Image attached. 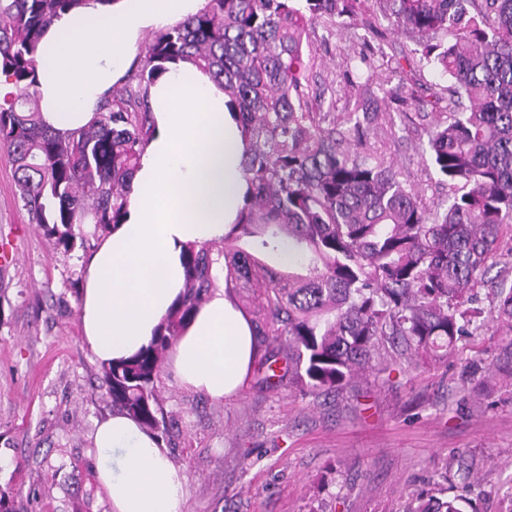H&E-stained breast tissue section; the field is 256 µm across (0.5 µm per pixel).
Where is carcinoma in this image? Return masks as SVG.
Wrapping results in <instances>:
<instances>
[{
  "label": "carcinoma",
  "instance_id": "obj_1",
  "mask_svg": "<svg viewBox=\"0 0 512 512\" xmlns=\"http://www.w3.org/2000/svg\"><path fill=\"white\" fill-rule=\"evenodd\" d=\"M84 0H0V72L13 90L0 101V149L33 223L66 250L123 221L130 182L152 132L148 87L182 60L224 87L249 148L242 166L250 199L224 247L191 245L183 295L151 343L102 366L103 396L153 432H167L157 378L163 355L219 280L258 288L259 336L288 349L258 362L268 389L336 394L359 373L387 370L419 354L439 361L483 311L475 289L497 260L512 257V0H374L393 31L415 44L418 67L448 77L426 93L408 78L378 97L346 69L349 112L335 111L319 84L316 42L362 27L363 63L381 53L368 0H207L201 11L157 31L130 83L106 98L88 128L59 134L34 100L36 45L43 29ZM444 107L428 131L430 163L448 185L427 202L371 142L392 113ZM394 112H388V108ZM296 260L278 261L283 247ZM512 328V284L492 296ZM475 512L454 496L436 509Z\"/></svg>",
  "mask_w": 512,
  "mask_h": 512
}]
</instances>
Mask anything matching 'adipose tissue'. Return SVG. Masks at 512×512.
Segmentation results:
<instances>
[{"label": "adipose tissue", "mask_w": 512, "mask_h": 512, "mask_svg": "<svg viewBox=\"0 0 512 512\" xmlns=\"http://www.w3.org/2000/svg\"><path fill=\"white\" fill-rule=\"evenodd\" d=\"M205 0H87L59 14L36 52L43 122L67 133L97 118L144 33L198 13ZM154 127L133 175L122 223L111 226L84 269L79 318L101 363L148 345L184 286L187 245L222 240L248 197L246 141L221 86L192 65L168 63L149 88ZM258 353L248 317L212 289L175 340V381L213 401L237 393ZM95 472L112 512H184L187 477L155 435L116 413L97 423Z\"/></svg>", "instance_id": "ef3b65f1"}]
</instances>
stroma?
Listing matches in <instances>:
<instances>
[{
    "instance_id": "35a3bbf8",
    "label": "stroma",
    "mask_w": 512,
    "mask_h": 512,
    "mask_svg": "<svg viewBox=\"0 0 512 512\" xmlns=\"http://www.w3.org/2000/svg\"><path fill=\"white\" fill-rule=\"evenodd\" d=\"M430 124L398 118L375 144L440 201L448 189L427 174ZM91 253L64 250L32 223L0 158V256L14 259L0 266V486L14 489L24 512H112L95 482L91 434L113 408L96 391L101 366L78 316ZM511 339L491 321L441 363L372 372L319 397L263 388L253 373L215 402L161 370L171 424L162 446L187 476L185 512H410L455 495L476 512H512V393L458 382L475 360L496 377L497 351Z\"/></svg>"
}]
</instances>
